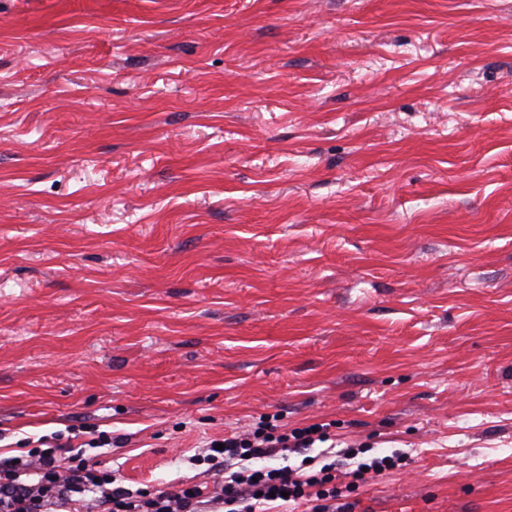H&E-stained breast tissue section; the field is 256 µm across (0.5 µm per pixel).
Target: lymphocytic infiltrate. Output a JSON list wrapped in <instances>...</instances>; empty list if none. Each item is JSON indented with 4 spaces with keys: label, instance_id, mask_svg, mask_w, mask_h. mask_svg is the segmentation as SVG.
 Returning <instances> with one entry per match:
<instances>
[{
    "label": "lymphocytic infiltrate",
    "instance_id": "obj_1",
    "mask_svg": "<svg viewBox=\"0 0 512 512\" xmlns=\"http://www.w3.org/2000/svg\"><path fill=\"white\" fill-rule=\"evenodd\" d=\"M330 439L325 423L291 429L263 419L223 442L208 441L194 455L195 464L221 472V481L158 492L126 487L94 457L50 441L0 458V512H356L352 495L360 483L397 469L403 457L365 459L350 446L309 456L310 448ZM286 451L301 455L299 466H249Z\"/></svg>",
    "mask_w": 512,
    "mask_h": 512
}]
</instances>
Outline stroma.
Segmentation results:
<instances>
[{
    "instance_id": "1",
    "label": "stroma",
    "mask_w": 512,
    "mask_h": 512,
    "mask_svg": "<svg viewBox=\"0 0 512 512\" xmlns=\"http://www.w3.org/2000/svg\"><path fill=\"white\" fill-rule=\"evenodd\" d=\"M275 414L512 512V0H0V451Z\"/></svg>"
}]
</instances>
